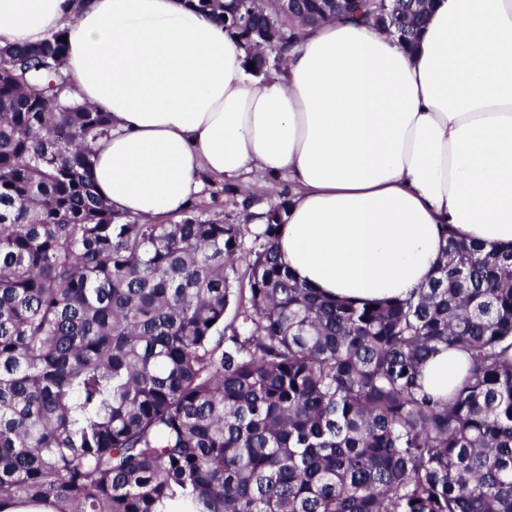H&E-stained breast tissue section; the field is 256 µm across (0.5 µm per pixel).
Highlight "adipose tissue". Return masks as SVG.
Returning a JSON list of instances; mask_svg holds the SVG:
<instances>
[{"label":"adipose tissue","instance_id":"adipose-tissue-1","mask_svg":"<svg viewBox=\"0 0 512 512\" xmlns=\"http://www.w3.org/2000/svg\"><path fill=\"white\" fill-rule=\"evenodd\" d=\"M63 28L77 99L112 118L91 174L114 211L162 219L204 177H287L281 261L356 305L416 294L449 234L512 247V0H432L412 47L339 16L271 79L184 0H0V45Z\"/></svg>","mask_w":512,"mask_h":512}]
</instances>
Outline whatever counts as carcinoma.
<instances>
[{
	"mask_svg": "<svg viewBox=\"0 0 512 512\" xmlns=\"http://www.w3.org/2000/svg\"><path fill=\"white\" fill-rule=\"evenodd\" d=\"M270 77L325 0H185ZM427 0L348 15L411 44ZM63 28L0 46V503L56 512H512V249L448 233L437 275L360 306L297 281L258 231L191 203L147 223L91 167ZM467 358L447 398L425 364Z\"/></svg>",
	"mask_w": 512,
	"mask_h": 512,
	"instance_id": "cac0c4a2",
	"label": "carcinoma"
}]
</instances>
